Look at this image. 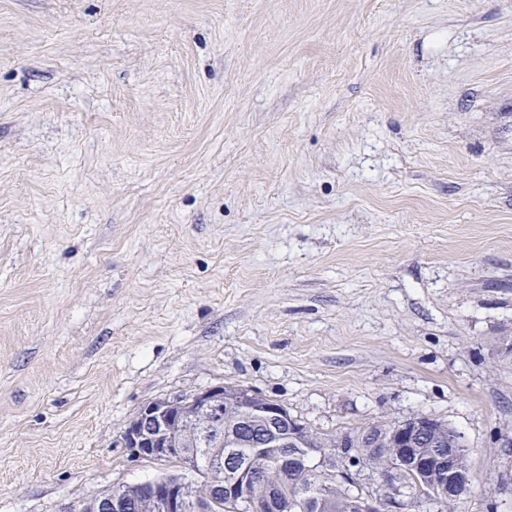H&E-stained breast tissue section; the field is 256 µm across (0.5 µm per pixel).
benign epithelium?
<instances>
[{
    "label": "benign epithelium",
    "mask_w": 512,
    "mask_h": 512,
    "mask_svg": "<svg viewBox=\"0 0 512 512\" xmlns=\"http://www.w3.org/2000/svg\"><path fill=\"white\" fill-rule=\"evenodd\" d=\"M257 419L264 426L268 450L296 448L303 455L328 462L330 444L314 441L311 432L288 407L269 398L262 399L252 391L233 385L199 390L187 397L150 401L125 424L121 438L128 455L135 459L179 462L193 469L190 452L205 451L211 472L202 479L162 474L150 484H121L87 499L80 512H127L129 502L136 512H204V505L223 499L231 506L254 505L255 489L265 488L264 504L269 512L281 510L276 493L277 475H258L250 464L232 461L230 443L224 435L229 420ZM439 419L416 414L397 424L384 442L394 451V461L382 479V488L356 491L349 495L350 512H404L406 501L400 496V485L388 477L410 472L425 502L441 507L458 499L460 489L472 481L470 469H463L458 459L460 442L448 446V439H438L430 448L421 446V434L440 428Z\"/></svg>",
    "instance_id": "1"
}]
</instances>
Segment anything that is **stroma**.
I'll list each match as a JSON object with an SVG mask.
<instances>
[{
	"instance_id": "1",
	"label": "stroma",
	"mask_w": 512,
	"mask_h": 512,
	"mask_svg": "<svg viewBox=\"0 0 512 512\" xmlns=\"http://www.w3.org/2000/svg\"><path fill=\"white\" fill-rule=\"evenodd\" d=\"M509 338L512 0H0V512L225 384L445 420L512 512Z\"/></svg>"
}]
</instances>
